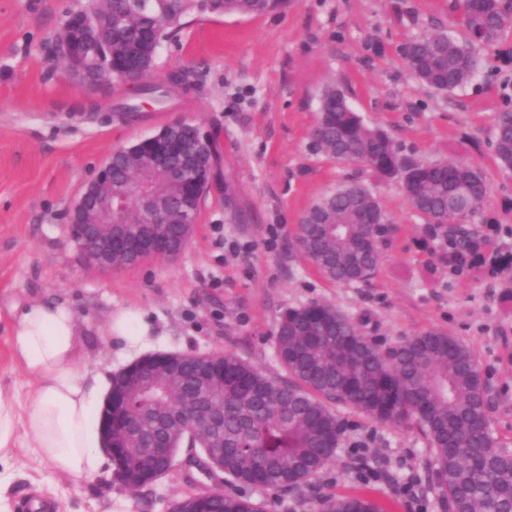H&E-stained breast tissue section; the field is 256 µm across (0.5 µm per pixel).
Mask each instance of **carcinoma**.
<instances>
[{
    "label": "carcinoma",
    "instance_id": "carcinoma-1",
    "mask_svg": "<svg viewBox=\"0 0 512 512\" xmlns=\"http://www.w3.org/2000/svg\"><path fill=\"white\" fill-rule=\"evenodd\" d=\"M283 0H87L80 7L91 21L112 9V31L90 44L87 56L101 83L126 82V59L117 48L137 43L139 69L153 70L158 49L191 13L263 14ZM460 41L444 30L415 37L404 48L409 70L424 85L451 92L468 84L477 69L473 48L489 45L512 20V0H496L476 12L462 0ZM187 82L174 72L139 93L157 103L166 85ZM319 151L330 159L353 158L380 178L397 179L411 206L433 224H458L448 197L465 190L471 212L483 209L484 177L455 161L414 163L402 157L391 137L365 125L348 105L339 85H328L313 127ZM196 166L177 181L156 169L152 146L138 141L113 151V188L123 197L122 221L135 237L156 240L174 256L186 245L202 196L214 178L219 151L209 135L192 147ZM496 157L512 169V120L496 123ZM164 205L168 223L150 224L138 211L143 189ZM387 217L371 188L352 180L315 200L301 215L296 241L302 254L324 276L339 284L367 280L380 263L379 241L368 224ZM148 256L124 246L112 249V268ZM276 351L286 376L279 377L232 352L222 357L160 355L140 371L112 376L118 404L112 412L114 473L132 479L142 465V449L154 442L167 456L154 462L158 478L181 448H201L210 462L241 487L236 492L193 498L175 512H262L245 488H298L317 477L342 441L340 419L331 404L349 405L385 424H415L432 449L433 480L445 512H512V452L498 445L487 428L488 401L481 388L473 351L455 337L430 329L381 349L361 326L330 304L288 309L276 333ZM195 400L203 413L198 432L180 417ZM320 512H381L363 495H328Z\"/></svg>",
    "mask_w": 512,
    "mask_h": 512
}]
</instances>
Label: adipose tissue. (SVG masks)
Segmentation results:
<instances>
[{
  "label": "adipose tissue",
  "instance_id": "obj_1",
  "mask_svg": "<svg viewBox=\"0 0 512 512\" xmlns=\"http://www.w3.org/2000/svg\"><path fill=\"white\" fill-rule=\"evenodd\" d=\"M14 359L36 380L28 404L0 384V485L17 443H25L54 470L81 477H110L97 403L108 379L88 383L75 318L61 304L35 303L17 313Z\"/></svg>",
  "mask_w": 512,
  "mask_h": 512
}]
</instances>
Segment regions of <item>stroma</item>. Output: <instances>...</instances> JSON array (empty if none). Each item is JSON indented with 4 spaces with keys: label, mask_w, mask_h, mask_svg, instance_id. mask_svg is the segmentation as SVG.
<instances>
[{
    "label": "stroma",
    "mask_w": 512,
    "mask_h": 512,
    "mask_svg": "<svg viewBox=\"0 0 512 512\" xmlns=\"http://www.w3.org/2000/svg\"><path fill=\"white\" fill-rule=\"evenodd\" d=\"M82 0H0V379L20 399L36 387L13 359L16 304L62 301L73 311L89 373L115 374L155 352L231 351L271 373L281 367L275 335L293 307L328 303L366 320L382 347L440 329L474 352L489 394V428L512 448V169L499 166L495 116L512 108V26L476 48L478 66L461 89L437 92L407 67L405 44L462 29L453 0H288L251 16L193 13L158 51L150 77L191 75L193 89L164 106L141 105L127 87L86 90L55 53L67 11ZM344 86L363 122L382 128L413 162L458 160L487 183L481 243L461 273L448 261V227L428 223L397 181L313 148L310 130L324 88ZM122 103L139 119L105 120ZM187 119L220 143V177L203 196L191 238L173 260L150 258L120 271L85 265L68 237V214L112 151ZM368 183L391 234L367 280L337 285L298 251L301 214L340 183ZM235 207H227L226 196ZM140 311L148 336L135 349L109 338L111 315ZM345 433L320 476L294 491L251 489L263 512H318L330 494L366 495L383 512H442L428 488L431 452L414 427L382 424L336 406ZM184 448L153 486L59 475L26 448L12 462L11 512L41 495L51 512H172L187 494L221 486ZM383 471L363 481L360 465Z\"/></svg>",
    "instance_id": "1"
}]
</instances>
